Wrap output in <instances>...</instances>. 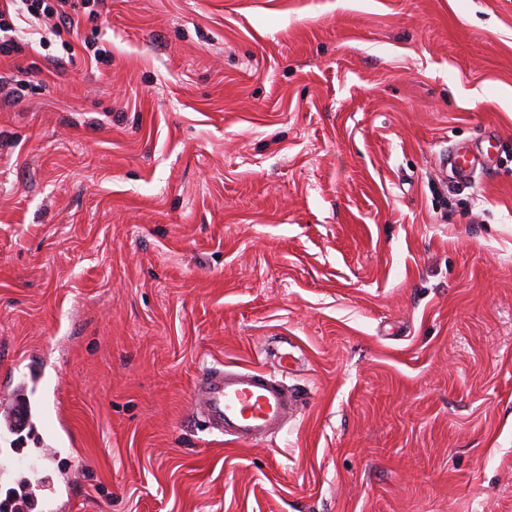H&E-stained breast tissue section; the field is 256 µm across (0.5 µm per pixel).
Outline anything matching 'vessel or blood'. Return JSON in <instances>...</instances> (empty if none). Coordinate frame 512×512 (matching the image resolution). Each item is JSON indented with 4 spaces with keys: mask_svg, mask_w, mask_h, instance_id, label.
<instances>
[{
    "mask_svg": "<svg viewBox=\"0 0 512 512\" xmlns=\"http://www.w3.org/2000/svg\"><path fill=\"white\" fill-rule=\"evenodd\" d=\"M501 148V140L487 133L482 143H460L444 157V166L458 183L475 180L487 170ZM194 413L208 429L227 442L252 445L272 440L283 431L301 403L278 372L265 369H202L192 392Z\"/></svg>",
    "mask_w": 512,
    "mask_h": 512,
    "instance_id": "vessel-or-blood-1",
    "label": "vessel or blood"
}]
</instances>
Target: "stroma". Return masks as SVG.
<instances>
[{
  "mask_svg": "<svg viewBox=\"0 0 512 512\" xmlns=\"http://www.w3.org/2000/svg\"><path fill=\"white\" fill-rule=\"evenodd\" d=\"M72 45L0 102L44 512H512V0H107ZM280 352L276 440L192 418L203 367ZM485 144V146H484ZM501 148L500 137L488 132L479 144H457L444 157V167L458 183H469L490 167Z\"/></svg>",
  "mask_w": 512,
  "mask_h": 512,
  "instance_id": "stroma-1",
  "label": "stroma"
}]
</instances>
